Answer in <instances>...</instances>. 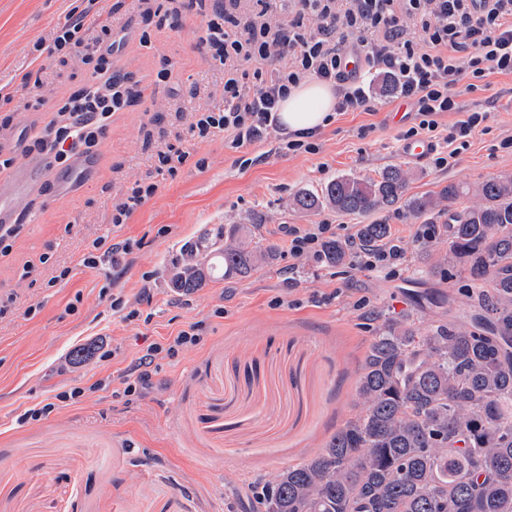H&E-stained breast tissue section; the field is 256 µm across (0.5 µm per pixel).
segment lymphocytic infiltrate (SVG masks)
<instances>
[{
    "mask_svg": "<svg viewBox=\"0 0 512 512\" xmlns=\"http://www.w3.org/2000/svg\"><path fill=\"white\" fill-rule=\"evenodd\" d=\"M200 16L199 45L222 82L210 91V104L188 114L187 129L197 142L224 138L233 148L261 142L278 129L279 103L302 81L335 88V114L366 112L370 89L361 71L389 74L398 98L415 114L400 140L435 139L441 116L448 125V153L435 157L449 167L467 149L472 133L486 123L488 111L462 112L459 99L485 90L491 73L512 75V0H189ZM121 44L98 42L82 58L93 68L94 83L69 96L58 118L34 139L48 173L70 172L79 159L96 155L114 113L126 104L125 74L112 68ZM356 56L360 72L344 61ZM204 167L181 144L169 143L155 154L151 175L125 186L112 201V221L126 223L157 190L158 178L176 179L188 163ZM333 234L328 224L288 228V253L302 259L319 255ZM198 325L147 345L138 358L142 372L124 382L123 394L142 398L148 376L143 369L158 356L173 358L202 344Z\"/></svg>",
    "mask_w": 512,
    "mask_h": 512,
    "instance_id": "lymphocytic-infiltrate-1",
    "label": "lymphocytic infiltrate"
}]
</instances>
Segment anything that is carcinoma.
<instances>
[{
    "label": "carcinoma",
    "instance_id": "carcinoma-1",
    "mask_svg": "<svg viewBox=\"0 0 512 512\" xmlns=\"http://www.w3.org/2000/svg\"><path fill=\"white\" fill-rule=\"evenodd\" d=\"M408 185V173L390 166L377 179L342 176L319 193L302 190L290 205L365 215L399 203ZM468 194L480 203L448 216L444 261L482 284L469 312L421 338L401 319H381L358 380L361 413L267 485L265 512H512V176L404 200L414 217H432ZM358 234L376 245L391 231L375 222ZM218 237L209 253L186 250L169 277L173 290L246 277L276 259V248L253 247L238 225ZM349 255L335 239L321 260L338 267Z\"/></svg>",
    "mask_w": 512,
    "mask_h": 512
}]
</instances>
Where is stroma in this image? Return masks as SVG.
<instances>
[{
	"mask_svg": "<svg viewBox=\"0 0 512 512\" xmlns=\"http://www.w3.org/2000/svg\"><path fill=\"white\" fill-rule=\"evenodd\" d=\"M180 12L178 28L155 29L157 4ZM87 41L102 27L127 37L114 68L136 90L112 127L80 186L39 182L19 207L26 225L12 252L0 257V512H261L267 482L322 448L346 420L360 413L356 381L374 334L366 316L379 311L407 319L420 333L447 322L449 307L468 309L470 283L462 268L442 273L448 252L445 217L436 235L417 241L420 220L405 204L364 217L325 208L294 209L301 190H317L340 176L375 178L386 167L411 175L409 195L435 194L448 183L470 187L512 176V76L494 73L488 90L463 97L468 110L492 117L477 130L453 166L433 157L414 161L397 135L411 120L383 76L369 75L372 112L337 116L318 136L314 154L278 150V135L235 149L216 139L184 144L204 168L187 164L126 224H112V199L152 169L153 156L184 132L185 111L206 103L221 78L196 42L199 19L184 0H0V152L19 166L40 168L27 140L55 117L53 106L92 77L80 56L39 64L35 46L81 10ZM151 42H140L143 31ZM175 64L167 81L156 73ZM45 102L33 104L35 90ZM382 222L401 239L405 258L397 278L326 267L316 257L288 253L293 224ZM240 224L278 257L245 278L208 283L189 295L168 285L184 249L204 233ZM130 243L125 272L80 260L92 239ZM72 267L61 288L44 287L50 264ZM122 296L125 309L110 307ZM35 315H27L29 306ZM136 319H127L128 311ZM201 323L203 342L152 366L147 395L132 403L115 397L122 378L150 341ZM83 348V361L72 357ZM110 378L109 388L47 418L19 423L26 410L51 402L74 385Z\"/></svg>",
	"mask_w": 512,
	"mask_h": 512,
	"instance_id": "1",
	"label": "stroma"
}]
</instances>
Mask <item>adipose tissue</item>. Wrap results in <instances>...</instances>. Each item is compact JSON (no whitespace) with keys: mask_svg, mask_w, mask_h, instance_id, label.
<instances>
[{"mask_svg":"<svg viewBox=\"0 0 512 512\" xmlns=\"http://www.w3.org/2000/svg\"><path fill=\"white\" fill-rule=\"evenodd\" d=\"M335 105L336 92L330 85L316 80L302 82L280 104L281 127L287 133L321 129Z\"/></svg>","mask_w":512,"mask_h":512,"instance_id":"ef3b65f1","label":"adipose tissue"}]
</instances>
